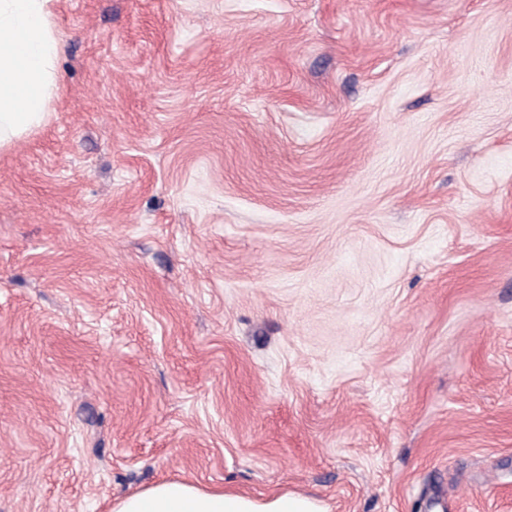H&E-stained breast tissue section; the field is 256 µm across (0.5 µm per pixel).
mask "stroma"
<instances>
[{
	"mask_svg": "<svg viewBox=\"0 0 512 512\" xmlns=\"http://www.w3.org/2000/svg\"><path fill=\"white\" fill-rule=\"evenodd\" d=\"M51 22L0 150V512H512V0ZM111 512H328V509L322 501L298 492L280 491L256 497L172 479L114 501Z\"/></svg>",
	"mask_w": 512,
	"mask_h": 512,
	"instance_id": "obj_1",
	"label": "stroma"
}]
</instances>
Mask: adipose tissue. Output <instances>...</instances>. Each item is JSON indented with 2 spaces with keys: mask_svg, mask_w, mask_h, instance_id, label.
Returning a JSON list of instances; mask_svg holds the SVG:
<instances>
[{
  "mask_svg": "<svg viewBox=\"0 0 512 512\" xmlns=\"http://www.w3.org/2000/svg\"><path fill=\"white\" fill-rule=\"evenodd\" d=\"M50 0H0V148L44 124L57 84L59 41L49 20ZM111 512H328L303 493L256 497L163 480L113 502Z\"/></svg>",
  "mask_w": 512,
  "mask_h": 512,
  "instance_id": "adipose-tissue-1",
  "label": "adipose tissue"
}]
</instances>
